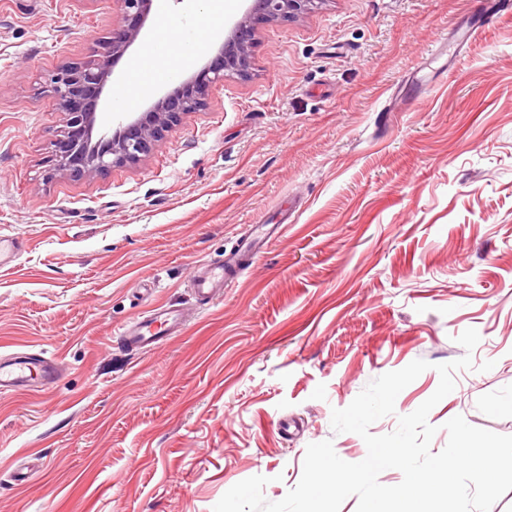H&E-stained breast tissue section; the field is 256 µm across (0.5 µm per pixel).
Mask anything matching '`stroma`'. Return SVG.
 Instances as JSON below:
<instances>
[{"mask_svg":"<svg viewBox=\"0 0 512 512\" xmlns=\"http://www.w3.org/2000/svg\"><path fill=\"white\" fill-rule=\"evenodd\" d=\"M476 0H319L258 22L246 75L207 91L140 161L48 173L65 115L45 92L122 22L115 0H0V355L43 351L47 390L0 394V512H212L236 483L299 482L373 379L414 360L393 432L480 341L430 412L512 435V12ZM212 37L151 96L215 55ZM280 236L199 306L192 270L261 225ZM180 309V333L136 350L118 329ZM492 362L481 371L483 362Z\"/></svg>","mask_w":512,"mask_h":512,"instance_id":"stroma-1","label":"stroma"}]
</instances>
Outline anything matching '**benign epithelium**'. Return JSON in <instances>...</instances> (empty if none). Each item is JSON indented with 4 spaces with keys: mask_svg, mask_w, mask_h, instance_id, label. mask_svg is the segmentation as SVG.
Returning a JSON list of instances; mask_svg holds the SVG:
<instances>
[{
    "mask_svg": "<svg viewBox=\"0 0 512 512\" xmlns=\"http://www.w3.org/2000/svg\"><path fill=\"white\" fill-rule=\"evenodd\" d=\"M125 24L88 60L59 67L48 79L49 92L66 115V125L48 159L49 174L94 176L116 165L134 163L156 147L182 116L205 104L207 89L227 78L245 75L252 59L255 23L274 22L310 10L317 0H252L233 24L214 60L205 63L181 86L154 102L136 119L119 126L112 137L93 141L98 107L113 68L141 36L154 0H116Z\"/></svg>",
    "mask_w": 512,
    "mask_h": 512,
    "instance_id": "obj_1",
    "label": "benign epithelium"
}]
</instances>
